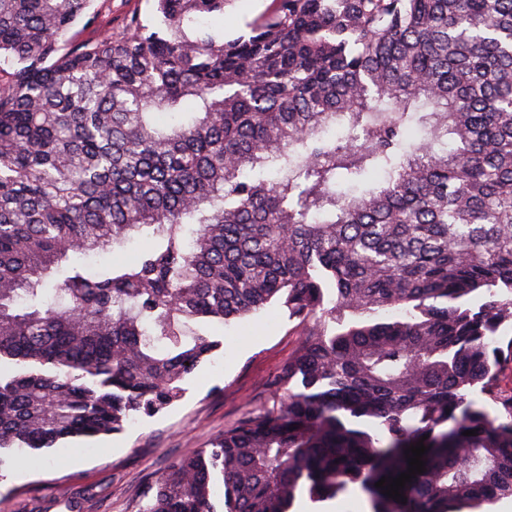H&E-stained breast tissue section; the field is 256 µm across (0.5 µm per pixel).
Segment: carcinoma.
<instances>
[{"label":"carcinoma","instance_id":"obj_1","mask_svg":"<svg viewBox=\"0 0 512 512\" xmlns=\"http://www.w3.org/2000/svg\"><path fill=\"white\" fill-rule=\"evenodd\" d=\"M93 2L0 0V362L24 366L0 371V468L167 408L218 346L195 324L279 305L277 403L142 512H216L217 485L224 512L512 496V0H270L229 37L201 18L233 0L112 32ZM420 440L403 504L375 483ZM371 512L370 502L366 494L358 487L351 486L345 493L336 498L312 502L307 495L297 496L289 512Z\"/></svg>","mask_w":512,"mask_h":512}]
</instances>
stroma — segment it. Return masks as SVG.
Segmentation results:
<instances>
[{
  "label": "stroma",
  "instance_id": "1",
  "mask_svg": "<svg viewBox=\"0 0 512 512\" xmlns=\"http://www.w3.org/2000/svg\"><path fill=\"white\" fill-rule=\"evenodd\" d=\"M220 340L213 360L183 381L181 399L156 415L137 417L118 433L44 451L35 464L14 457L0 470V512H141L144 491L169 462L273 406L268 383L298 337L287 314L272 309L225 326ZM289 512H371V506L353 486L322 502L297 497Z\"/></svg>",
  "mask_w": 512,
  "mask_h": 512
}]
</instances>
